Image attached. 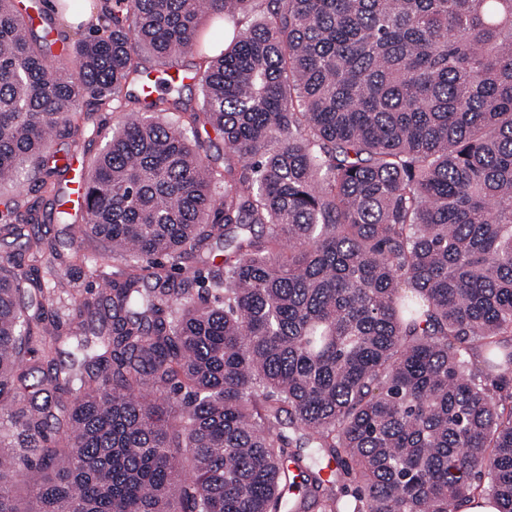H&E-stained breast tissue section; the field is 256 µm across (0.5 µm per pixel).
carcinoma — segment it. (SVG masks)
<instances>
[{
    "mask_svg": "<svg viewBox=\"0 0 512 512\" xmlns=\"http://www.w3.org/2000/svg\"><path fill=\"white\" fill-rule=\"evenodd\" d=\"M34 29L0 0V184L36 170L0 228L62 206L50 143L110 103L58 220L108 246L70 269L126 274L60 322L43 238L0 261V512H512V0H114L72 44ZM190 51L199 109L140 93Z\"/></svg>",
    "mask_w": 512,
    "mask_h": 512,
    "instance_id": "1",
    "label": "carcinoma"
}]
</instances>
